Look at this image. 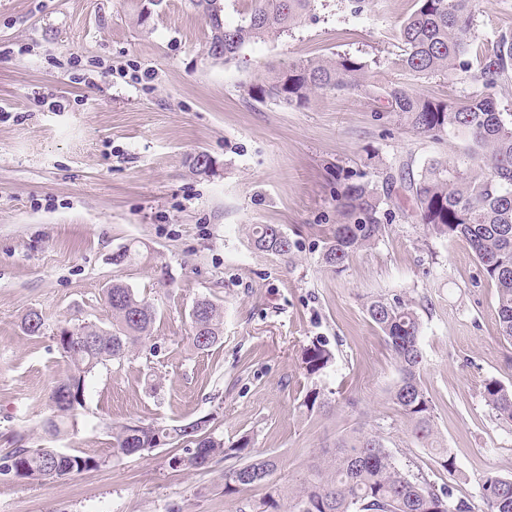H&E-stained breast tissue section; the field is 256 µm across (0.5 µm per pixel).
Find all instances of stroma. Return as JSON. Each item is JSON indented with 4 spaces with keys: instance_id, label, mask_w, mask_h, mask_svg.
Masks as SVG:
<instances>
[{
    "instance_id": "stroma-1",
    "label": "stroma",
    "mask_w": 512,
    "mask_h": 512,
    "mask_svg": "<svg viewBox=\"0 0 512 512\" xmlns=\"http://www.w3.org/2000/svg\"><path fill=\"white\" fill-rule=\"evenodd\" d=\"M417 0H317L288 35L244 47L235 60L207 54L209 29L191 0H0V458L43 445L49 394L67 373L50 332L65 322L107 324L104 291L126 283L158 311L139 354L92 377L74 431L59 445L99 467L29 483L0 475V512H257L267 487L224 494V461L195 472L169 468L177 445L124 455L113 425H171L210 417L209 432L276 456L277 486L294 484L314 454L356 429L376 430L402 462L420 464L458 497L478 501L488 471L512 476V428L481 397L484 380L512 386V342L499 334L496 290L467 245L405 219L404 186L424 162L462 156L382 111L387 84L456 100L471 86L443 77L405 79L390 62ZM512 33V0H485L474 45ZM381 60L369 87L339 89L284 108L242 87L267 67L333 54ZM210 155L205 176L190 159ZM393 177L394 221L345 270L321 266L336 221L337 169ZM277 224L291 255L261 252L247 228ZM142 261L116 265L122 247ZM404 294L424 332L421 381L435 441L419 444L389 390L399 372L366 316V296ZM208 298L224 309V337L191 346L188 313ZM48 335H25L27 311ZM326 339L335 361L320 380L336 408L305 416L310 382L301 351ZM160 387L150 391L148 380ZM355 406H348L347 398ZM456 459V472L441 465Z\"/></svg>"
}]
</instances>
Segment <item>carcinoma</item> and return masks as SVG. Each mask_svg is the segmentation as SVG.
<instances>
[{
    "label": "carcinoma",
    "mask_w": 512,
    "mask_h": 512,
    "mask_svg": "<svg viewBox=\"0 0 512 512\" xmlns=\"http://www.w3.org/2000/svg\"><path fill=\"white\" fill-rule=\"evenodd\" d=\"M248 20L224 21V0H193L210 28L207 53L228 63L241 49L266 38L281 37L302 23L316 0H252ZM480 0H418V8L401 24L403 54L391 62L406 75L465 77L473 90L448 102L426 98L404 85L385 89V111L393 112L414 134L433 141L461 137L469 146L470 162L433 160L420 177L408 183L410 218L435 238L465 242L476 257L484 280L496 288V313L501 336L512 341V113L500 112L491 89L512 72V34L504 32L494 46L467 59ZM348 55L302 60L286 68L265 70L246 87L249 98L274 101L286 108L307 104L319 92L367 87L371 66ZM393 182L380 189L364 172L336 171L333 192L336 224L323 241L322 266L339 272L354 255L376 246L390 232ZM251 242L263 252L286 256L294 243L275 224H257ZM144 258L127 245L113 256L116 265ZM202 316L191 320V345L207 351L224 332V311L204 298ZM111 312L108 326L93 323L57 327L52 336L69 373L49 396L45 434L57 439L77 424L85 391L95 371L109 362L121 363L150 339L158 317L155 305L122 282L106 289ZM369 320L381 331L398 363L400 378L390 392L396 411L422 444L434 435V406L421 384L423 324L415 304L401 296L378 295L364 303ZM28 336L45 335L41 312L31 310L21 321ZM334 353L317 338L301 353L308 379L320 378L332 365ZM482 397L497 420L512 426V387L496 379L483 383ZM300 407L304 413L326 415L334 410L324 388L312 384ZM210 419L182 425L126 423L112 427L113 447L128 455L151 452L169 444H184L170 457L171 468L193 472L206 468L217 456L231 460L224 467V496L247 487L268 486L280 461L252 454L251 439L242 436L229 444L207 432ZM101 461L70 448L19 446L0 462V473L29 481L65 479ZM480 512H512V477L493 471L479 482ZM288 512H475L470 501L457 498L453 488L439 485L422 470L404 467L386 448L376 431L356 429L336 443L332 454L315 456L308 474L288 490Z\"/></svg>",
    "instance_id": "carcinoma-1"
}]
</instances>
